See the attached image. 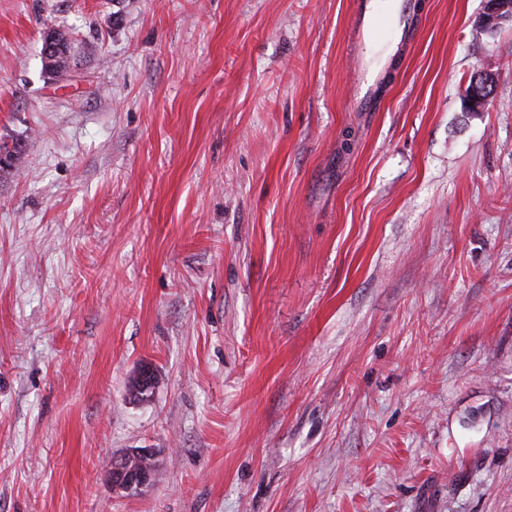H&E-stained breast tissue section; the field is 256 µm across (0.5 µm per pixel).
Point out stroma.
<instances>
[{"instance_id":"stroma-1","label":"stroma","mask_w":512,"mask_h":512,"mask_svg":"<svg viewBox=\"0 0 512 512\" xmlns=\"http://www.w3.org/2000/svg\"><path fill=\"white\" fill-rule=\"evenodd\" d=\"M357 2L0 0V512H512V22ZM372 1L361 4L356 30L357 40L370 48L380 43L386 49L393 42L401 21L408 16L412 0ZM47 36H57V44L60 46L57 49L55 59L52 67L49 69L52 74L58 79L66 76L69 71L70 52L68 49V42L66 35L61 31L52 30L47 33ZM382 62V53L377 52L374 55L372 66L366 68L360 75L356 85V100L360 106H365L371 102L373 82ZM496 80L494 73L489 70H481L474 79L473 87L471 88L468 101L472 111L481 110L489 99L485 95L489 87L493 85ZM131 459H141L148 463L146 467L129 468ZM155 474V453L150 448H130L127 452L112 459L108 470L112 487L125 492L142 489L151 484Z\"/></svg>"}]
</instances>
